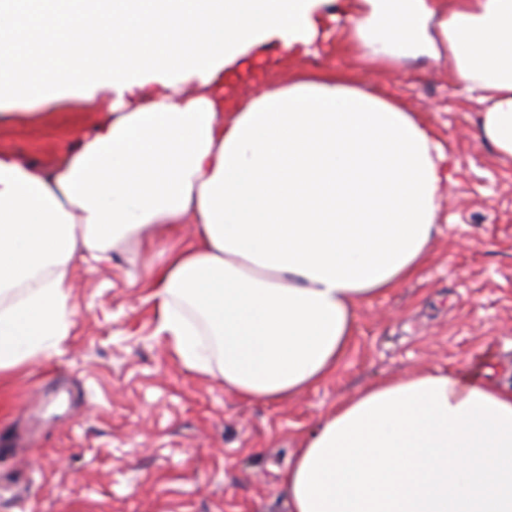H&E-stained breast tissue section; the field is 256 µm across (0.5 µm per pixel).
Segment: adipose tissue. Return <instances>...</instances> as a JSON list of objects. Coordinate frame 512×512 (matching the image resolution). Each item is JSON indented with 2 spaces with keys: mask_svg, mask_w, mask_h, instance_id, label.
<instances>
[{
  "mask_svg": "<svg viewBox=\"0 0 512 512\" xmlns=\"http://www.w3.org/2000/svg\"><path fill=\"white\" fill-rule=\"evenodd\" d=\"M325 0H0V100L107 93L111 116L49 172L0 153V377L54 353L76 259L194 225L147 277L157 331L244 401L335 374L361 305L417 276L448 155L418 113L335 70L226 106L269 40L317 51ZM363 67L448 62L512 158V0H353ZM288 512H512V387L440 369L337 402L282 476Z\"/></svg>",
  "mask_w": 512,
  "mask_h": 512,
  "instance_id": "obj_1",
  "label": "adipose tissue"
}]
</instances>
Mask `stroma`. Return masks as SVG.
Masks as SVG:
<instances>
[{"label":"stroma","instance_id":"obj_1","mask_svg":"<svg viewBox=\"0 0 512 512\" xmlns=\"http://www.w3.org/2000/svg\"><path fill=\"white\" fill-rule=\"evenodd\" d=\"M258 56L227 99L330 68L432 128L453 181L428 263L361 307L335 375L276 404L236 398L157 335L145 268L158 251L135 244L103 265L73 263L68 336L0 378V512H287L281 476L297 439L359 387L436 368L512 385V159L481 137V107L448 63L367 72L336 34L316 54L271 40ZM108 106L104 96L2 103L0 152L50 170Z\"/></svg>","mask_w":512,"mask_h":512}]
</instances>
